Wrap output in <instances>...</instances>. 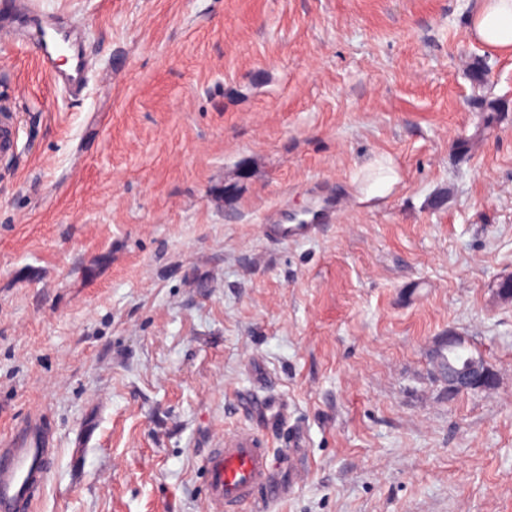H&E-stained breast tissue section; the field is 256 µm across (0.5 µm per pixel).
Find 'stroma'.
<instances>
[{
	"label": "stroma",
	"instance_id": "obj_1",
	"mask_svg": "<svg viewBox=\"0 0 512 512\" xmlns=\"http://www.w3.org/2000/svg\"><path fill=\"white\" fill-rule=\"evenodd\" d=\"M38 5L89 72L67 93L0 46V443L50 439L32 512H210L204 456L240 433L288 487L241 512H512V54L468 36L480 0ZM452 331L495 388L449 396ZM270 391L272 429L244 406ZM398 182V174L393 167L391 159H379L370 165L369 173L361 187L366 198L386 196ZM314 223L311 221L307 224H265L263 230L268 241L282 244L288 241L308 239L326 225Z\"/></svg>",
	"mask_w": 512,
	"mask_h": 512
}]
</instances>
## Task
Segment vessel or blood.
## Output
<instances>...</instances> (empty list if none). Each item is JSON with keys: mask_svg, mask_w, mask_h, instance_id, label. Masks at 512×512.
Returning <instances> with one entry per match:
<instances>
[{"mask_svg": "<svg viewBox=\"0 0 512 512\" xmlns=\"http://www.w3.org/2000/svg\"><path fill=\"white\" fill-rule=\"evenodd\" d=\"M77 30L65 23L54 22L41 31L37 39L41 62L46 71L71 92L81 91L87 83L83 61L73 70L57 67L61 52L74 48ZM264 235L270 242L282 244L304 240L315 235L319 227L307 224H267ZM54 455L43 439L20 435L0 446V512H29L36 486L44 479ZM208 483L210 512H237L238 507L256 496L273 502L284 495L282 487L271 479L274 454L259 446L247 435L226 439L223 447L210 449L204 461Z\"/></svg>", "mask_w": 512, "mask_h": 512, "instance_id": "1", "label": "vessel or blood"}]
</instances>
